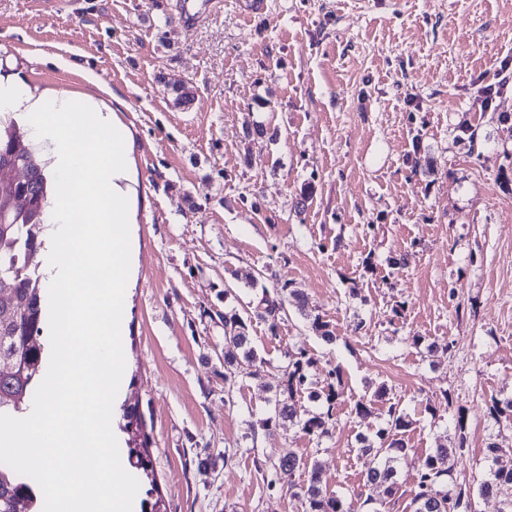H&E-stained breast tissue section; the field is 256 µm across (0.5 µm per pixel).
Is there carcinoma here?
Masks as SVG:
<instances>
[{
  "label": "carcinoma",
  "instance_id": "1",
  "mask_svg": "<svg viewBox=\"0 0 512 512\" xmlns=\"http://www.w3.org/2000/svg\"><path fill=\"white\" fill-rule=\"evenodd\" d=\"M0 171L11 179L8 193L0 194V414L19 417L43 380L44 347L38 342L44 316L41 293L42 254L45 248V213L49 204L50 177L47 161L14 125L0 120ZM257 316L276 326L283 302L265 298ZM255 368L258 375L265 360L258 355L247 323L237 313H224V373L234 374L241 364ZM315 358L306 350L288 354L284 380L274 404V417L296 426L317 439L329 432L334 409L344 397L342 372L331 371L327 388L318 386L311 374ZM411 424L407 414L392 404L385 425L373 435L358 434L356 444L363 455L377 459L363 476L366 498L355 504L323 485L320 466L312 464L306 483L295 495L306 512H381L380 507L398 501L404 494L400 470L409 465L415 471L410 489L409 512H472L470 491L448 487L453 479L454 460L463 446L439 444L425 456L413 458L401 434ZM501 448L490 445L485 459L492 468L477 488V494L502 495L512 512V467L499 464ZM305 467L293 449L273 464L274 474L288 478ZM37 494L25 477L0 468V512H39Z\"/></svg>",
  "mask_w": 512,
  "mask_h": 512
}]
</instances>
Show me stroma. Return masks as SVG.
I'll use <instances>...</instances> for the list:
<instances>
[{"instance_id": "1", "label": "stroma", "mask_w": 512, "mask_h": 512, "mask_svg": "<svg viewBox=\"0 0 512 512\" xmlns=\"http://www.w3.org/2000/svg\"><path fill=\"white\" fill-rule=\"evenodd\" d=\"M266 2L246 18L224 0L186 31L176 0H0V74L93 95L132 138L120 389L142 426L113 423L124 448L148 446L137 497L165 512H305L259 469L292 448L356 498L374 461L355 438L393 403L417 458L455 444L447 422L463 419L455 472L476 490L486 442L512 465V413L489 414L512 399V0ZM258 125L265 136H247ZM287 290L308 311L286 307L269 331L254 313ZM228 313L250 318L265 360L231 387ZM298 349L320 385L336 368L345 383L318 441L274 417ZM363 397L375 403L361 418Z\"/></svg>"}]
</instances>
